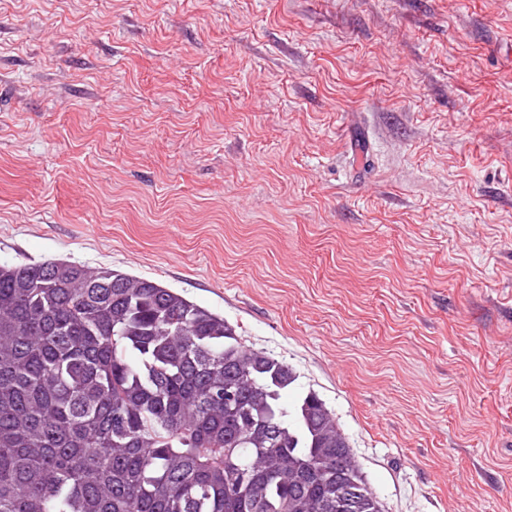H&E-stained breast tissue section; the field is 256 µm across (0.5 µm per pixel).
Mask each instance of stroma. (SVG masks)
I'll return each instance as SVG.
<instances>
[{"label": "stroma", "instance_id": "stroma-1", "mask_svg": "<svg viewBox=\"0 0 512 512\" xmlns=\"http://www.w3.org/2000/svg\"><path fill=\"white\" fill-rule=\"evenodd\" d=\"M49 258L292 365L384 512H512V0H0V264Z\"/></svg>", "mask_w": 512, "mask_h": 512}]
</instances>
